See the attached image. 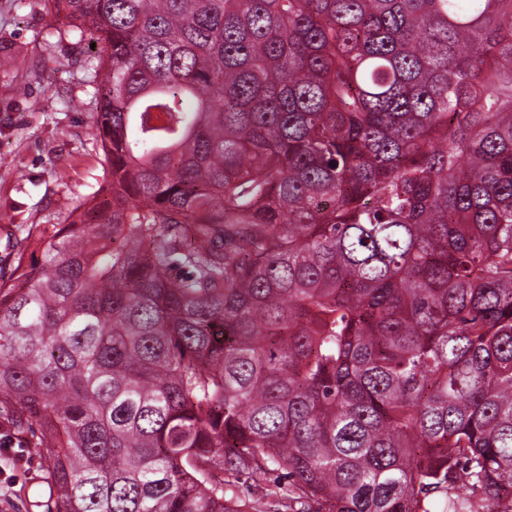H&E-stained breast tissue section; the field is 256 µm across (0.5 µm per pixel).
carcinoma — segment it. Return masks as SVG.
<instances>
[{
  "label": "carcinoma",
  "mask_w": 512,
  "mask_h": 512,
  "mask_svg": "<svg viewBox=\"0 0 512 512\" xmlns=\"http://www.w3.org/2000/svg\"><path fill=\"white\" fill-rule=\"evenodd\" d=\"M49 2L112 181L0 282L43 512H512V0Z\"/></svg>",
  "instance_id": "cac0c4a2"
}]
</instances>
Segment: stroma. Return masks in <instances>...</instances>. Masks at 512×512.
<instances>
[{"label":"stroma","mask_w":512,"mask_h":512,"mask_svg":"<svg viewBox=\"0 0 512 512\" xmlns=\"http://www.w3.org/2000/svg\"><path fill=\"white\" fill-rule=\"evenodd\" d=\"M93 54L45 0H0V278L10 279L18 260L41 259L35 240L17 252L26 228L69 223L103 200L110 173L96 129ZM49 493L34 459L15 487L0 491V512H38L35 501Z\"/></svg>","instance_id":"1"}]
</instances>
